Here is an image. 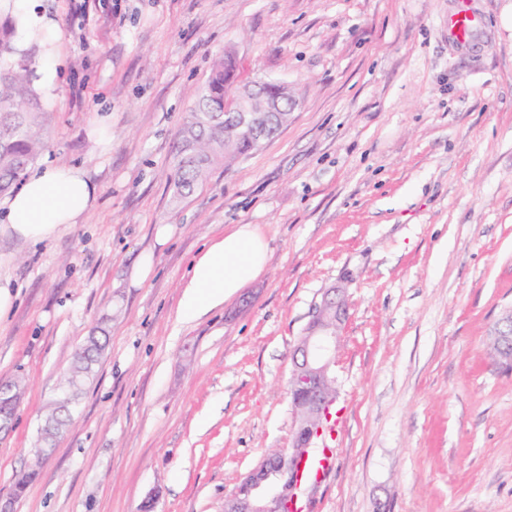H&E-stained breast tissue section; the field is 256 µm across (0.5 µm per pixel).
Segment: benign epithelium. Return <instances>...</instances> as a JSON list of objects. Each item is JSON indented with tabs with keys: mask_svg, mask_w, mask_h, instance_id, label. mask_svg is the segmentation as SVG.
<instances>
[{
	"mask_svg": "<svg viewBox=\"0 0 512 512\" xmlns=\"http://www.w3.org/2000/svg\"><path fill=\"white\" fill-rule=\"evenodd\" d=\"M265 86L262 82L233 90L224 100V111L237 113L240 127L250 129L262 124L268 113L282 112L294 102L286 85H281L277 96L268 95ZM334 293L336 290H331L315 307L294 351L290 381L300 397L291 403L295 427L289 447L275 451L249 471L240 481L249 489V495L242 500L233 495L227 497L224 512H290L289 504L298 499L302 461L321 433L320 423L328 415L333 396L329 390L334 381L331 353L337 323L344 313ZM494 338L501 343V349L512 348V311L499 322Z\"/></svg>",
	"mask_w": 512,
	"mask_h": 512,
	"instance_id": "obj_1",
	"label": "benign epithelium"
}]
</instances>
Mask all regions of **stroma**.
<instances>
[{"label": "stroma", "instance_id": "35a3bbf8", "mask_svg": "<svg viewBox=\"0 0 512 512\" xmlns=\"http://www.w3.org/2000/svg\"><path fill=\"white\" fill-rule=\"evenodd\" d=\"M65 34L47 149L94 208L53 239L0 231V495L91 331L108 344L16 512H224L288 447L293 350L325 290L336 467L313 512H512V371L488 348L512 309V0H38ZM481 19L468 44L449 15ZM280 81L288 126L177 203L172 158L212 58ZM108 114L105 134L92 131ZM257 225L265 272L187 321L205 245Z\"/></svg>", "mask_w": 512, "mask_h": 512}]
</instances>
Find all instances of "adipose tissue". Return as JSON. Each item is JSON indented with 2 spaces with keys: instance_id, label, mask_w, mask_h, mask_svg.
Wrapping results in <instances>:
<instances>
[{
  "instance_id": "adipose-tissue-1",
  "label": "adipose tissue",
  "mask_w": 512,
  "mask_h": 512,
  "mask_svg": "<svg viewBox=\"0 0 512 512\" xmlns=\"http://www.w3.org/2000/svg\"><path fill=\"white\" fill-rule=\"evenodd\" d=\"M14 20L18 49L38 47L41 84L56 87L54 60L64 34L54 18L37 11L35 0H0V16ZM96 202V189L84 169L64 164L29 173L8 197L7 223L22 240L39 243L54 237L67 224L77 223ZM267 243L258 227L238 224L215 239L197 258L184 282L181 313L192 319L219 307L264 270Z\"/></svg>"
}]
</instances>
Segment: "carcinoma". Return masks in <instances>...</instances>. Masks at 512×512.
I'll use <instances>...</instances> for the list:
<instances>
[{
    "mask_svg": "<svg viewBox=\"0 0 512 512\" xmlns=\"http://www.w3.org/2000/svg\"><path fill=\"white\" fill-rule=\"evenodd\" d=\"M15 36L13 21L5 20L0 26V195L11 192L48 142L41 98L34 85L35 49L18 53ZM234 82V62L230 58L220 59L213 63L205 83L191 93L190 113L181 131L173 166V198L177 202L205 184L216 165H230L269 139L258 130L241 131L237 121L224 111V97ZM104 347L100 342L90 349H78L61 381L81 390ZM39 467L35 450L26 469L15 480V498L25 495Z\"/></svg>",
    "mask_w": 512,
    "mask_h": 512,
    "instance_id": "carcinoma-1",
    "label": "carcinoma"
}]
</instances>
